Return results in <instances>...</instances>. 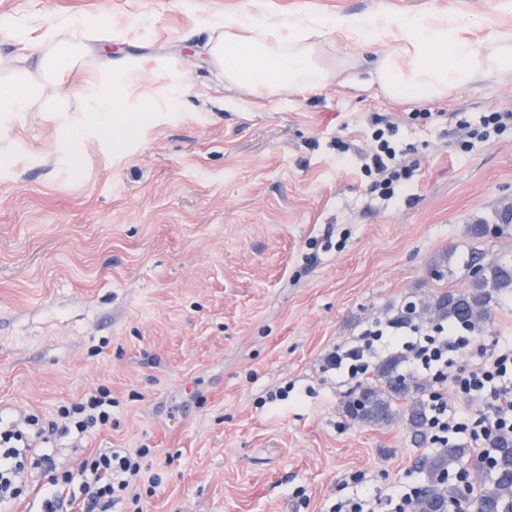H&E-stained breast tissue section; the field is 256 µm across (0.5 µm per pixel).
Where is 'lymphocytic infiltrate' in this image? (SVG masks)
Returning a JSON list of instances; mask_svg holds the SVG:
<instances>
[{
    "mask_svg": "<svg viewBox=\"0 0 512 512\" xmlns=\"http://www.w3.org/2000/svg\"><path fill=\"white\" fill-rule=\"evenodd\" d=\"M396 124L377 117L371 132L372 151L361 167L378 198L388 200L413 182L414 166L399 158L393 138ZM465 342L456 330L444 325L425 330L411 327L401 334L400 326L388 322L357 340L343 343L326 353L322 369L357 378L367 372L382 352L402 347L410 355L412 372L431 377L447 387V397L428 399L429 425L433 435L462 430L460 403H481L472 433L474 447H485L500 433L512 434V347H479L467 367L453 370L450 355ZM57 420L47 422L35 414L14 419L0 418V505L20 498L33 475L45 478L41 512H112L139 484L149 469L146 448H111L81 459L63 469L47 446L55 437L83 439L112 421V400L100 388L80 400L59 406Z\"/></svg>",
    "mask_w": 512,
    "mask_h": 512,
    "instance_id": "f902f5d3",
    "label": "lymphocytic infiltrate"
}]
</instances>
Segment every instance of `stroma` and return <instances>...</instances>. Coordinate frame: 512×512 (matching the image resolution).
<instances>
[{"label":"stroma","instance_id":"1","mask_svg":"<svg viewBox=\"0 0 512 512\" xmlns=\"http://www.w3.org/2000/svg\"><path fill=\"white\" fill-rule=\"evenodd\" d=\"M382 10L481 17L465 32L477 44L512 29V0H0L14 25L3 57L73 15L128 26L103 56L139 67L134 96L156 104L108 137L64 74L45 104L0 116V414L53 420L107 387L111 425L76 449L61 441L57 462L149 449L158 485L115 512H330L418 487L413 463L434 444L402 420L345 417L352 385L320 360L436 292L438 261L467 289L471 225L512 204V130L463 149L459 125L512 112V74L391 100L372 81L380 46L334 33L325 54L358 58L352 81L258 98L228 90L203 52L231 13ZM57 101L68 111H46ZM378 115L417 167L388 201L358 162L337 161L338 142L368 149ZM510 343L505 296L452 360Z\"/></svg>","mask_w":512,"mask_h":512}]
</instances>
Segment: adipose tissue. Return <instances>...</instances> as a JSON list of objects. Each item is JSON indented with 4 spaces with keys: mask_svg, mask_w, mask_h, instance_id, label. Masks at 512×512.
Instances as JSON below:
<instances>
[{
    "mask_svg": "<svg viewBox=\"0 0 512 512\" xmlns=\"http://www.w3.org/2000/svg\"><path fill=\"white\" fill-rule=\"evenodd\" d=\"M471 19L445 14H393L372 17L316 15L281 19L253 17L245 13L225 15L214 23L209 53L232 89L263 96L281 87L311 91L335 79H349L356 63L344 59L326 62L323 43L334 31L345 30L356 38L385 44L374 65L373 80L390 98L410 96L433 100L474 81L512 73V31L492 32L483 46L464 35ZM69 38L56 29L41 40L25 43L23 65L0 81V112H26L44 97L47 83L63 71L77 73L85 109L103 117L102 129L111 132L112 117L129 111L137 80L135 69L109 78L106 69L84 68L80 59L120 37L111 21L95 23L72 19Z\"/></svg>",
    "mask_w": 512,
    "mask_h": 512,
    "instance_id": "ef3b65f1",
    "label": "adipose tissue"
}]
</instances>
